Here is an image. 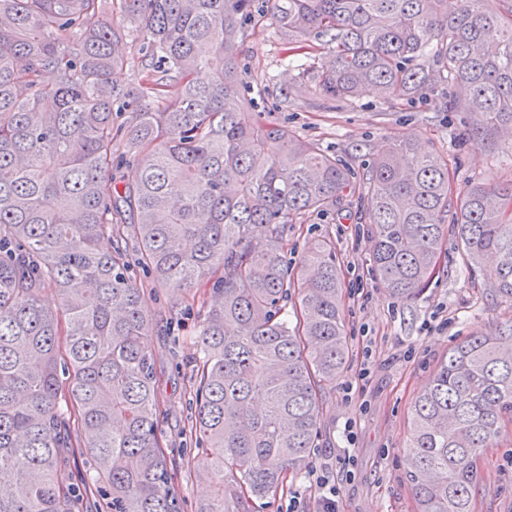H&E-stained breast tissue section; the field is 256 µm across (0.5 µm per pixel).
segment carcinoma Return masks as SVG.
Instances as JSON below:
<instances>
[{
  "label": "carcinoma",
  "instance_id": "1",
  "mask_svg": "<svg viewBox=\"0 0 512 512\" xmlns=\"http://www.w3.org/2000/svg\"><path fill=\"white\" fill-rule=\"evenodd\" d=\"M441 2L0 0V512H74L100 482L108 512H181L132 244L174 294L218 284L193 377L190 436L212 489L195 512H257L309 464L321 392L349 353L342 286L332 242L295 278L281 245L288 225L336 214L354 173L287 126L244 118L241 20L328 50L311 82L331 99H409L446 82L487 133L512 128V0H458L452 15ZM130 43L142 77L120 90L112 70ZM117 101L131 113L118 127ZM118 145L138 163L133 187L113 182ZM365 187L371 271L394 298L425 289L451 219L484 292L512 304V184L473 182L454 200L447 159L387 139ZM507 424L512 320L451 348L414 403V512H475L480 458ZM70 451L89 454L94 482L73 481Z\"/></svg>",
  "mask_w": 512,
  "mask_h": 512
}]
</instances>
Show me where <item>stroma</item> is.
I'll use <instances>...</instances> for the list:
<instances>
[{
  "mask_svg": "<svg viewBox=\"0 0 512 512\" xmlns=\"http://www.w3.org/2000/svg\"><path fill=\"white\" fill-rule=\"evenodd\" d=\"M237 52L243 84L258 111L318 143L357 173H365L385 139L410 138L447 159L455 192L474 181L512 182V145L497 134H475L471 113L449 108L453 91L448 86L411 100L371 90L352 103L311 89L297 93L294 85L316 53L290 49L282 32L267 22L244 24ZM368 226L367 199L355 192L344 196L336 218L309 215L304 223L289 225L283 241V254L295 270L311 242L330 239L343 283L349 356L335 384L322 393L310 465L325 468L330 481L340 486L339 512H413L406 444L414 402L451 348L466 336L488 332L496 322L512 318V305L483 294L451 235L427 289L410 302L397 301L370 274ZM211 296L208 284L178 296L160 287L146 293L153 330L145 344L158 375V426L181 512H195L199 499L209 492L207 482L197 475L205 455L190 442L187 430L199 330ZM345 447L356 461L349 472L336 461ZM480 470L477 512H512V425L485 450ZM293 499L301 512H317L318 497L308 473L288 479L276 497L262 501L259 512H286Z\"/></svg>",
  "mask_w": 512,
  "mask_h": 512,
  "instance_id": "stroma-1",
  "label": "stroma"
}]
</instances>
